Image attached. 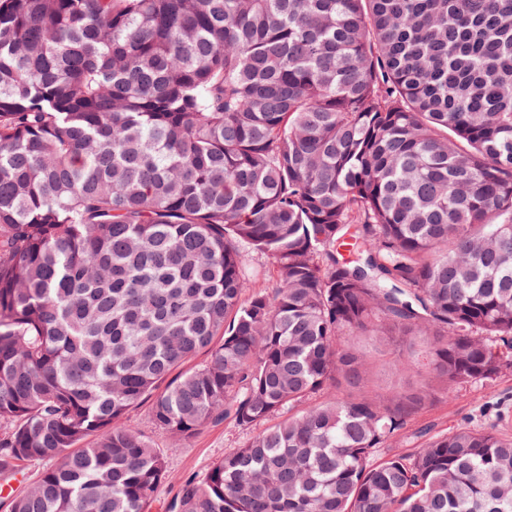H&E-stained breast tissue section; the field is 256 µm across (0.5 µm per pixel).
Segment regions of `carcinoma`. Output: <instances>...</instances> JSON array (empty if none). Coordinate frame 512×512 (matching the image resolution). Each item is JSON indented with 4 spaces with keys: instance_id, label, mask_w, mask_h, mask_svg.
I'll return each instance as SVG.
<instances>
[{
    "instance_id": "1",
    "label": "carcinoma",
    "mask_w": 512,
    "mask_h": 512,
    "mask_svg": "<svg viewBox=\"0 0 512 512\" xmlns=\"http://www.w3.org/2000/svg\"><path fill=\"white\" fill-rule=\"evenodd\" d=\"M357 334L427 382L296 410ZM510 368L512 0H0V485L52 462L10 512H149L146 399L256 430L172 512H512V435L376 457Z\"/></svg>"
}]
</instances>
